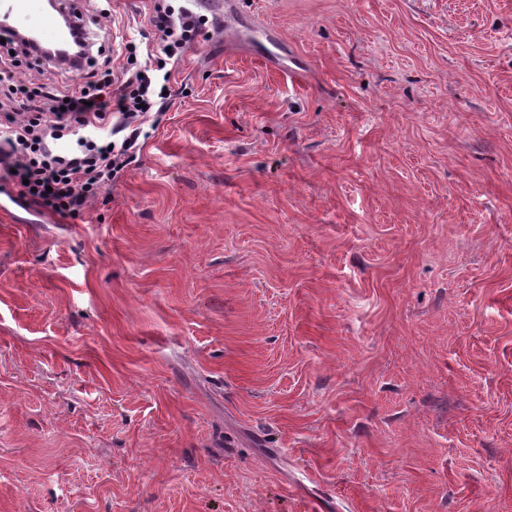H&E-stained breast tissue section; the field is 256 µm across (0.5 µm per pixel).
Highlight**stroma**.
Returning a JSON list of instances; mask_svg holds the SVG:
<instances>
[{
	"label": "stroma",
	"mask_w": 512,
	"mask_h": 512,
	"mask_svg": "<svg viewBox=\"0 0 512 512\" xmlns=\"http://www.w3.org/2000/svg\"><path fill=\"white\" fill-rule=\"evenodd\" d=\"M170 4L112 186L0 208V512H512V0ZM153 8L149 18L156 37V43H145L146 58L157 57L155 53L162 51L169 60L178 61L182 54L191 47L196 33L204 19L193 12H180L177 19L165 0H153Z\"/></svg>",
	"instance_id": "stroma-1"
}]
</instances>
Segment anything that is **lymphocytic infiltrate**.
I'll return each mask as SVG.
<instances>
[{"instance_id":"lymphocytic-infiltrate-1","label":"lymphocytic infiltrate","mask_w":512,"mask_h":512,"mask_svg":"<svg viewBox=\"0 0 512 512\" xmlns=\"http://www.w3.org/2000/svg\"><path fill=\"white\" fill-rule=\"evenodd\" d=\"M155 43H124L128 68L112 79V60L85 78L75 71L65 86L17 80L0 85V96L19 103L20 112L0 129V180L40 210L61 217L85 211L129 163L142 130L136 118L167 106L171 75L167 60L181 58L203 22L185 10L173 14L165 0H153L149 18ZM163 52L156 66L138 62L139 53ZM123 119L128 134L113 142L111 115Z\"/></svg>"}]
</instances>
